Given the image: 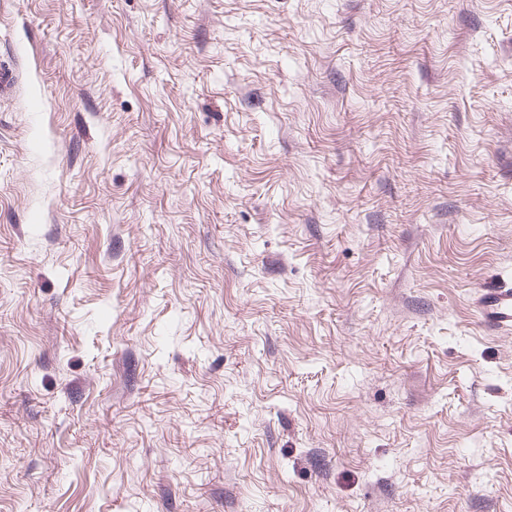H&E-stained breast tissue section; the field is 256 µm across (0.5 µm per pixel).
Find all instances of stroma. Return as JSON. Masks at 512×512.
Returning <instances> with one entry per match:
<instances>
[{"label":"stroma","instance_id":"stroma-1","mask_svg":"<svg viewBox=\"0 0 512 512\" xmlns=\"http://www.w3.org/2000/svg\"><path fill=\"white\" fill-rule=\"evenodd\" d=\"M0 512H512V0H0ZM481 308L488 326L500 330L512 326V288L505 282L494 288H483Z\"/></svg>","mask_w":512,"mask_h":512}]
</instances>
